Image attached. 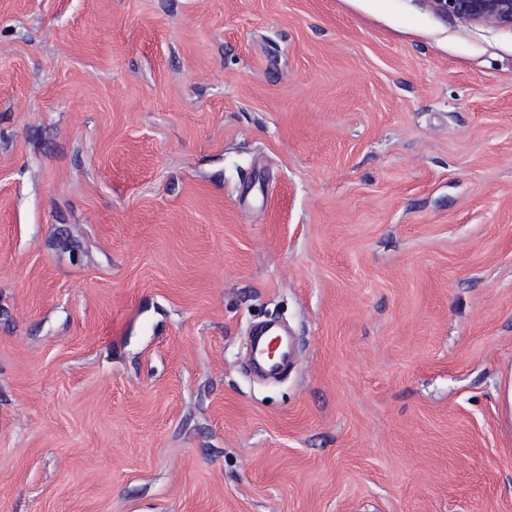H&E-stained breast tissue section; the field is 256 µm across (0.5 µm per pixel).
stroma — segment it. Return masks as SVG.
Instances as JSON below:
<instances>
[{
	"label": "stroma",
	"mask_w": 512,
	"mask_h": 512,
	"mask_svg": "<svg viewBox=\"0 0 512 512\" xmlns=\"http://www.w3.org/2000/svg\"><path fill=\"white\" fill-rule=\"evenodd\" d=\"M511 384L512 30L0 0V512H512ZM253 336L256 346L255 367L258 370L275 375L288 367L292 347L285 335L270 325H264L255 328Z\"/></svg>",
	"instance_id": "1"
}]
</instances>
